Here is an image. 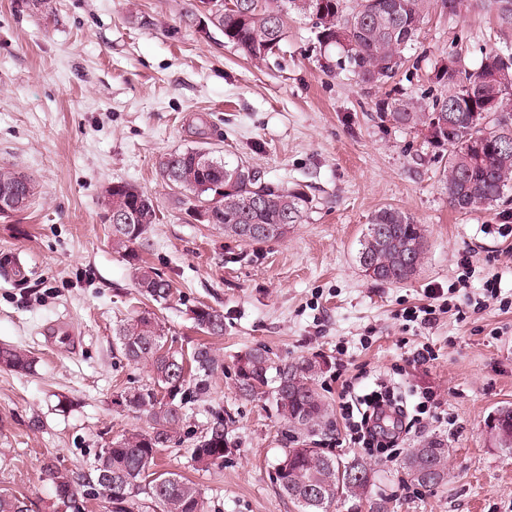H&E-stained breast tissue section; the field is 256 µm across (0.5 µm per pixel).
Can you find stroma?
Wrapping results in <instances>:
<instances>
[{
  "instance_id": "1",
  "label": "stroma",
  "mask_w": 512,
  "mask_h": 512,
  "mask_svg": "<svg viewBox=\"0 0 512 512\" xmlns=\"http://www.w3.org/2000/svg\"><path fill=\"white\" fill-rule=\"evenodd\" d=\"M194 2L0 0V163L38 190L30 208L0 218V262H20L27 275L23 284L0 275V345L34 359L28 372L0 370V488L29 512H51L44 460L86 475L112 438L149 427L116 402L149 376L113 337L120 319L146 308L173 349L209 340L224 356L208 400L188 406L183 443L156 467L196 483L208 512H298L274 480L292 429L269 402L235 389L237 357L258 346L282 362L324 361L317 386L331 426L304 445L373 468L389 512H512V452L485 432L497 409L512 407V203L450 209L441 149L427 131L380 118L387 97L440 95L436 69L448 55L476 69L486 52L512 46V29L475 0L454 14L432 10L396 76L371 87L339 68L311 20H290L280 52L255 64L199 22ZM207 143L305 192L301 222L245 243L192 220L159 162ZM115 182L159 206L142 256L171 282L166 303L139 295L112 248L102 200ZM385 207L425 230L424 260L401 284L371 280L356 260L366 224ZM489 279L496 294L484 289ZM202 304L223 311V336L196 328ZM428 305L432 324L411 320ZM424 349L431 358L417 360ZM354 377L364 392L393 380L411 408L434 392L437 415L400 433L392 459L368 455L339 410V381ZM212 407L224 411L229 452L223 467L198 469L193 437ZM431 439L450 450L434 489L402 466Z\"/></svg>"
}]
</instances>
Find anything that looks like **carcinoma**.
I'll list each match as a JSON object with an SVG mask.
<instances>
[{
	"instance_id": "carcinoma-1",
	"label": "carcinoma",
	"mask_w": 512,
	"mask_h": 512,
	"mask_svg": "<svg viewBox=\"0 0 512 512\" xmlns=\"http://www.w3.org/2000/svg\"><path fill=\"white\" fill-rule=\"evenodd\" d=\"M457 12L463 0H221L223 13L219 31L224 42L244 56L260 63L274 55L287 37L288 21L311 18L318 28L319 42L340 52V65L363 84L381 86L392 79L405 62L404 51L416 41L420 25L432 6ZM476 6L496 15L512 27V0H477ZM443 86L432 103L393 98L382 118L396 126L424 127L431 141L444 148L442 177L448 204L459 212L496 203L512 190V52L491 51L474 71L462 67L461 58L448 56L436 73ZM499 96L497 111L484 109L488 91ZM168 181L194 195L190 206L210 208L207 223L230 237L259 243L282 237L288 225L297 224L309 207L301 190L281 188L262 181L245 161L231 162L213 147L175 151L161 162ZM224 181V194L214 200L212 184ZM35 183L14 165H0V197L7 194L23 200L17 211L28 209L34 199ZM104 212L118 207L131 211L128 224H112V247L133 266L140 293L157 302L172 295L170 281L158 275L140 258L151 225L159 221V207L152 198L128 183H113L104 191ZM247 224L259 234L248 237ZM388 230L383 239L372 237L374 226ZM425 255V234L421 225L398 208L376 212L359 240L357 259L369 260L374 281L400 284L411 280ZM199 329L210 336L224 335V313L210 306L192 311ZM128 361L147 369L150 383L121 395L130 410L148 414L150 430L123 434L99 450L94 474L80 482L84 494L106 503L120 501L125 508L109 512H137L148 507L155 512H205L200 488L175 473L151 477L150 470L166 448L181 443L186 407L209 395L211 379L224 369L213 348L196 345L190 355L165 347L164 329L155 314L138 312L124 320L115 331ZM28 354L10 346L0 347V367L30 368ZM323 363L316 359L277 365L269 351L258 347L237 360L236 385L239 393L252 399L272 398L276 410L293 429L313 433L328 416L326 402L316 385ZM429 451L441 467L448 466V449L436 441L412 448L406 459L416 460ZM227 432L224 410H213L194 441L191 461L204 469L224 464ZM360 466L341 464L321 448H285L277 464L280 490L299 512H328L329 501L312 504L300 498L301 488L312 485L331 491L336 498V472ZM43 480L54 491V512H61L65 486L77 483L74 472L58 469L49 460L42 467ZM138 489L144 499L131 497ZM0 512H27L24 499L0 488Z\"/></svg>"
}]
</instances>
